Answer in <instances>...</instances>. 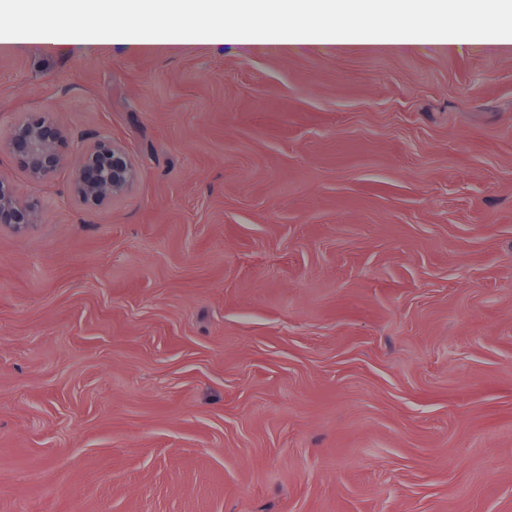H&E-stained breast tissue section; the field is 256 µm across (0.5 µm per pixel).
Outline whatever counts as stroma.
I'll return each instance as SVG.
<instances>
[{"label": "stroma", "mask_w": 512, "mask_h": 512, "mask_svg": "<svg viewBox=\"0 0 512 512\" xmlns=\"http://www.w3.org/2000/svg\"><path fill=\"white\" fill-rule=\"evenodd\" d=\"M69 169L0 229V512H512V49L0 50ZM137 174V165L127 150L102 139L79 152L73 168V191L84 206H105L127 194Z\"/></svg>", "instance_id": "1"}]
</instances>
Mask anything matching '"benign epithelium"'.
Wrapping results in <instances>:
<instances>
[{
  "label": "benign epithelium",
  "mask_w": 512,
  "mask_h": 512,
  "mask_svg": "<svg viewBox=\"0 0 512 512\" xmlns=\"http://www.w3.org/2000/svg\"><path fill=\"white\" fill-rule=\"evenodd\" d=\"M14 156L26 176L34 181L50 177L67 162L65 139L53 113L38 112L18 119L0 153ZM137 165L127 150L109 139L83 148L73 168V191L87 207H101L127 194L136 181ZM38 204L22 199L14 184L0 175V227L21 234L37 224Z\"/></svg>",
  "instance_id": "1"
}]
</instances>
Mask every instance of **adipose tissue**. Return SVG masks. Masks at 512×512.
I'll list each match as a JSON object with an SVG mask.
<instances>
[{"instance_id": "1", "label": "adipose tissue", "mask_w": 512, "mask_h": 512, "mask_svg": "<svg viewBox=\"0 0 512 512\" xmlns=\"http://www.w3.org/2000/svg\"><path fill=\"white\" fill-rule=\"evenodd\" d=\"M54 22L0 32L14 48L53 45L78 53L114 44L130 51L187 50L213 39L233 40L252 52L270 47L339 52L408 50L427 38L437 45L489 47L511 40L478 36L469 16L486 0H448V19L431 27L438 0H42ZM123 23H115L114 14Z\"/></svg>"}]
</instances>
